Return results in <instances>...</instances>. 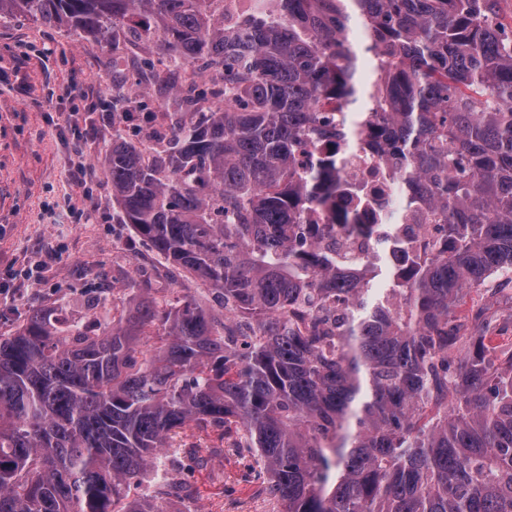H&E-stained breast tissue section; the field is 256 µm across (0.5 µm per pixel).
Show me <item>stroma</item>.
<instances>
[{
    "mask_svg": "<svg viewBox=\"0 0 512 512\" xmlns=\"http://www.w3.org/2000/svg\"><path fill=\"white\" fill-rule=\"evenodd\" d=\"M50 43L56 55L43 59L40 49ZM156 39L118 37L104 48L80 34L51 28L30 18L0 17V272L13 271L8 292L0 294V335L14 332L35 310L61 307L71 317L85 313L92 297L111 292L121 309L134 307L146 295H193L210 306L208 289L199 280L174 270L120 223L112 206L106 177L90 189L67 181L66 169L77 158L99 165L113 138L133 144L147 142L163 124L156 106L174 100L169 84L142 76L135 65L140 56L155 52ZM125 63L133 90L129 112L81 113V123L100 127L94 139L72 146L56 130L70 107L67 90L82 82L94 94L112 96V60ZM92 208L98 224H79L72 207ZM40 265L33 280L24 271ZM496 296L481 300L469 294L458 310L466 335L477 329L466 315L481 302L488 319L512 332V282L492 280ZM200 455L208 467L193 476L204 512H272L273 506L257 487L242 482V463L232 453L213 448L212 438L198 435Z\"/></svg>",
    "mask_w": 512,
    "mask_h": 512,
    "instance_id": "obj_1",
    "label": "stroma"
}]
</instances>
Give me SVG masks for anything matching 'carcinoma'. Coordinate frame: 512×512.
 Returning a JSON list of instances; mask_svg holds the SVG:
<instances>
[{
	"mask_svg": "<svg viewBox=\"0 0 512 512\" xmlns=\"http://www.w3.org/2000/svg\"><path fill=\"white\" fill-rule=\"evenodd\" d=\"M224 24L218 0H0L103 44L162 34L141 71H224L183 84L159 151L120 138L104 157L112 201L172 267L209 287L95 318L40 309L0 336V512H162L129 498L195 501L169 465L189 432L213 433L280 512H512V349L464 295L512 279V35L497 0H254ZM361 25L366 42L351 35ZM368 67L372 76L363 80ZM374 151L403 204L380 224H321L343 158ZM423 205L446 249L388 229ZM371 237L351 268L325 246L336 224ZM156 329L143 351L137 337Z\"/></svg>",
	"mask_w": 512,
	"mask_h": 512,
	"instance_id": "cac0c4a2",
	"label": "carcinoma"
}]
</instances>
